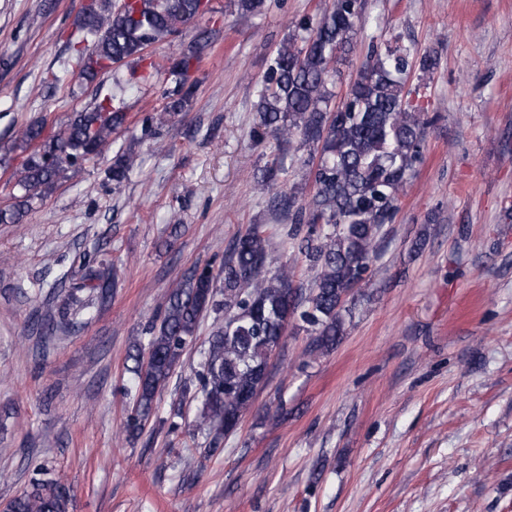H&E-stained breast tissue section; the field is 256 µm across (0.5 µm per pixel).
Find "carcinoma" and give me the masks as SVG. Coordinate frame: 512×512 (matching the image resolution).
<instances>
[{"instance_id": "1", "label": "carcinoma", "mask_w": 512, "mask_h": 512, "mask_svg": "<svg viewBox=\"0 0 512 512\" xmlns=\"http://www.w3.org/2000/svg\"><path fill=\"white\" fill-rule=\"evenodd\" d=\"M359 9L358 0H332L316 21L298 23L270 58L257 90L258 117L250 137L257 144L273 140L305 151L303 163H316L313 194L306 200L293 189L275 193L274 203L291 217V225L272 230L250 225L236 238L218 274L195 269L169 292L159 320L129 349L135 395L127 433L139 432L150 418L158 392L210 310L224 311V324L213 331L201 364L199 424L214 445L230 434L229 424L252 408L271 354L288 327L286 315H297L311 327L312 355L332 350L344 335L345 313L351 311L348 297L371 277L382 225L396 217L430 123L427 113L404 94L412 61L398 47L383 53L369 50L343 99L335 101L329 89L338 73L333 63L356 49ZM205 12L206 0H91L78 22L92 38L91 51L78 52L79 75L94 82L111 72V65L125 61L152 68L149 48ZM198 59L194 48L168 60L176 87L155 116L156 124L182 111L193 88L189 73ZM114 99L96 97L89 107L72 113L57 134L32 120L0 144L6 155L29 152L14 173L17 194L8 209L0 210V224L21 223L30 202L47 196L69 167L103 155L126 116ZM134 168L132 153L117 154L108 175L119 187ZM276 234L297 241L298 255L314 274L308 291L293 286L286 264L269 272L274 262L270 240ZM87 290L106 303L112 274L87 267L57 305L59 320L89 305ZM68 501L69 490L59 480L35 479L10 501V512H66Z\"/></svg>"}]
</instances>
